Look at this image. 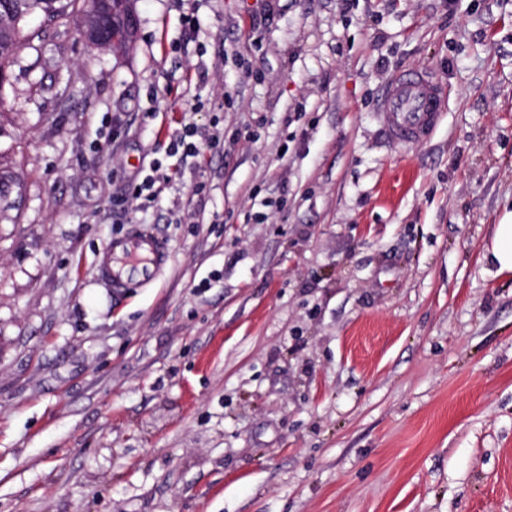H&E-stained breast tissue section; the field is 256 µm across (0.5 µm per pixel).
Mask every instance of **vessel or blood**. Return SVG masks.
Masks as SVG:
<instances>
[{"label": "vessel or blood", "instance_id": "vessel-or-blood-1", "mask_svg": "<svg viewBox=\"0 0 512 512\" xmlns=\"http://www.w3.org/2000/svg\"><path fill=\"white\" fill-rule=\"evenodd\" d=\"M448 103L447 89L428 74L411 70L398 74L383 90L379 118L387 138L396 144L429 139ZM171 257L162 237L131 226L103 248L97 273L113 293L152 285Z\"/></svg>", "mask_w": 512, "mask_h": 512}]
</instances>
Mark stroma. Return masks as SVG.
Wrapping results in <instances>:
<instances>
[{
    "mask_svg": "<svg viewBox=\"0 0 512 512\" xmlns=\"http://www.w3.org/2000/svg\"><path fill=\"white\" fill-rule=\"evenodd\" d=\"M134 11L116 54L34 20L0 85V512H512V0ZM405 69L449 96L411 146ZM187 122L223 147L170 155ZM132 224L171 264L117 297ZM448 103L447 89L428 74L411 70L398 74L383 90L378 104L386 137L396 144L429 139ZM159 169V167H155L153 165L152 172L156 173V175H146L141 182H132L128 185V198L131 201H137L141 198H144L146 200L155 198L162 192L161 184L170 183L171 179L167 174H157ZM156 183H159L160 185L158 187H155ZM145 192L147 193L145 194ZM490 251L499 273L512 272V214L509 219L495 224Z\"/></svg>",
    "mask_w": 512,
    "mask_h": 512,
    "instance_id": "35a3bbf8",
    "label": "stroma"
}]
</instances>
